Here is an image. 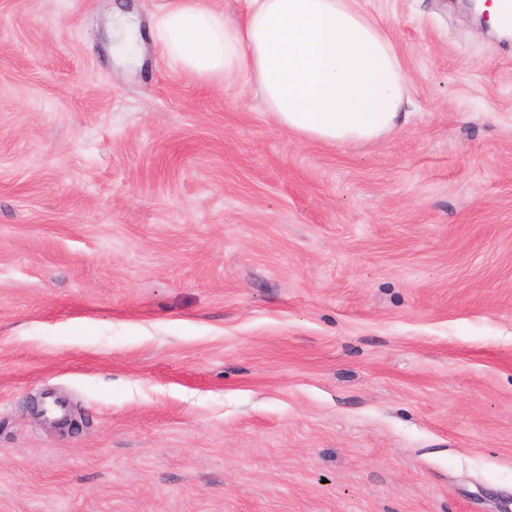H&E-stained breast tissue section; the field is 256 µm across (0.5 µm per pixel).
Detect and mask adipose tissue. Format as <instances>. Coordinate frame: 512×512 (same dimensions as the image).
I'll return each mask as SVG.
<instances>
[{
    "label": "adipose tissue",
    "instance_id": "obj_1",
    "mask_svg": "<svg viewBox=\"0 0 512 512\" xmlns=\"http://www.w3.org/2000/svg\"><path fill=\"white\" fill-rule=\"evenodd\" d=\"M152 37L173 68L256 86L279 124L309 139L373 141L407 117L395 47L355 0H246L239 25L205 0H170Z\"/></svg>",
    "mask_w": 512,
    "mask_h": 512
}]
</instances>
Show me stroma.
Returning <instances> with one entry per match:
<instances>
[{
	"instance_id": "stroma-1",
	"label": "stroma",
	"mask_w": 512,
	"mask_h": 512,
	"mask_svg": "<svg viewBox=\"0 0 512 512\" xmlns=\"http://www.w3.org/2000/svg\"><path fill=\"white\" fill-rule=\"evenodd\" d=\"M165 2L0 0V512H512V40L357 0L411 105L336 145Z\"/></svg>"
}]
</instances>
